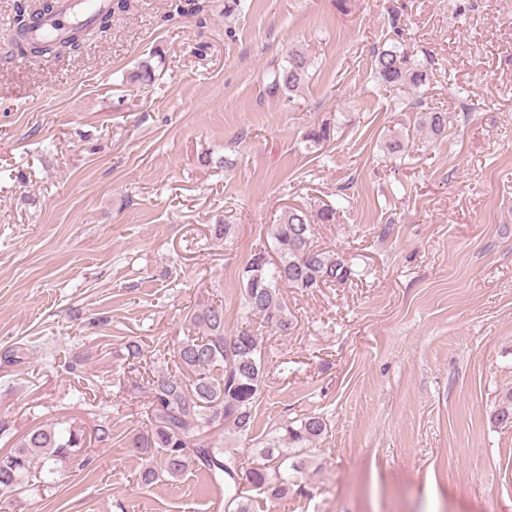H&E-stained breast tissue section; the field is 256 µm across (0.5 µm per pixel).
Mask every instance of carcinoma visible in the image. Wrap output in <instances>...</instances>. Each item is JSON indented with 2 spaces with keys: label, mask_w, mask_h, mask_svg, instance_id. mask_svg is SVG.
<instances>
[{
  "label": "carcinoma",
  "mask_w": 512,
  "mask_h": 512,
  "mask_svg": "<svg viewBox=\"0 0 512 512\" xmlns=\"http://www.w3.org/2000/svg\"><path fill=\"white\" fill-rule=\"evenodd\" d=\"M53 0H42L33 8L28 0L16 5L18 36L11 41V53L27 57L53 54L68 47L71 54L82 49L75 33L66 38L34 42L28 38L31 23L51 11ZM128 0H116L109 11L98 16L91 29L110 27L112 13L125 11ZM310 62L304 53L288 54L287 64L271 71L267 91L270 95L292 93L305 82ZM375 75L387 90L418 87L430 79L427 69L415 60L413 52L401 44L380 51L375 59ZM422 125L435 135L448 131V113L432 110L424 113ZM333 129L322 124L306 133L305 140L321 145L331 140ZM270 236L276 258L262 262L268 255L262 247L252 254L240 273L242 310L240 327L231 336L224 335V306L216 301L193 310L190 322L197 331L179 341L173 354L174 369L144 368L142 385L150 398L146 430L132 438L130 447L146 460L138 481L148 485L167 475L181 476L191 467L207 473L212 481L224 485L226 507L232 512H249L237 493L238 461L236 453L216 439L217 431L247 432L253 423V409L259 401L268 375L262 355V340L254 329L252 317L273 326L282 336L293 329V321L282 305L280 286L287 284L305 290L329 282L347 281L353 274L350 265L334 253L312 245L313 224L307 212L290 208L280 222L272 225ZM494 419L509 423L512 419V390L499 401ZM268 442L261 455L263 462L246 472V479L257 488L271 491L275 497L288 492V471L301 472L305 461H289V456L275 454L276 446L301 448L317 441L326 430L325 420L316 415L299 419L296 425L283 427ZM84 443V431L61 423L44 424L30 429L6 454H0V493L17 490L25 480L43 470L57 472V465L73 459Z\"/></svg>",
  "instance_id": "carcinoma-1"
}]
</instances>
